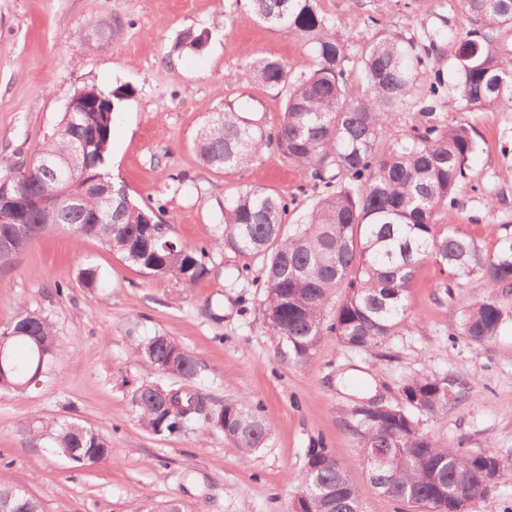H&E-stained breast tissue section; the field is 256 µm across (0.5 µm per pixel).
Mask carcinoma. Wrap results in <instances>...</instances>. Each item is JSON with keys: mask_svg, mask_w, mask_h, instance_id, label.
<instances>
[{"mask_svg": "<svg viewBox=\"0 0 512 512\" xmlns=\"http://www.w3.org/2000/svg\"><path fill=\"white\" fill-rule=\"evenodd\" d=\"M470 29L448 32L454 49L458 94L468 109L512 111V58L504 53L498 33L512 28V0H461ZM252 15L275 30L300 39L314 59L313 68L294 75L281 59L257 57L234 75L240 83L278 91L283 116L268 132L255 120L230 106L210 111L198 128L194 147L200 159L218 169H242L266 150L274 149L289 164L309 172L314 204L306 219L288 223L293 200L277 190L245 187L224 197V245L245 255L263 258L265 294L262 301L267 328L281 341L280 355L305 362L327 331L346 345L371 351L388 337L414 328L405 314V298L416 267L436 260L448 277L478 276L490 295L472 302L459 300V335L484 343L497 335L503 311L493 296L512 286V241L504 239L494 254L457 231L435 232L441 209L455 206L477 150L469 125L441 123L435 111L442 96L441 76L421 89L415 71L421 57L400 41L386 37L373 43L360 60L364 91L350 97L344 90L346 48L335 24L317 9L316 0H248ZM205 30H188L178 48L202 50ZM108 99L98 112L78 104L64 112L59 135H51L39 154L65 166L73 145L66 133L82 130L111 139L113 113L123 95ZM411 105L421 121L394 142H383L384 125L400 120ZM108 153L89 149L83 163L94 187L71 190L57 204L44 194L49 187L42 174L30 173L24 182L33 195L45 196L30 211L25 224L0 223V267L18 255L9 241L18 231L29 243L65 230L75 240L94 237L122 254L151 276H171L191 288L209 272L204 245L183 242L173 235L163 208L119 197L105 171ZM12 164L0 174V196L16 195ZM114 199L107 204V198ZM112 215H107V210ZM331 320L326 311L338 291ZM9 337L0 390L25 393L32 381L45 376L63 350L46 315L21 308L0 330ZM133 353L161 373L180 380L176 388L142 385L130 398L131 413L146 432L176 437L196 416L208 428L224 433L228 447L246 455L263 445L270 423L261 406L232 401L207 405L192 385L200 365L175 339L157 334L135 343ZM447 380L433 374L409 379L400 399L370 421L348 410L345 424L354 436L357 457L371 471V485L392 500L430 512L441 502L445 512H474V506L504 479H512V464H492L495 453L449 448L420 431L418 414L448 407ZM25 443H47L65 459L78 464L100 462L112 455V442L76 423L48 422L21 428ZM376 446L385 459L371 464ZM296 490L308 493L310 512H362L361 496L332 450L309 451ZM0 512H41L37 499L25 491L0 486Z\"/></svg>", "mask_w": 512, "mask_h": 512, "instance_id": "1", "label": "carcinoma"}]
</instances>
